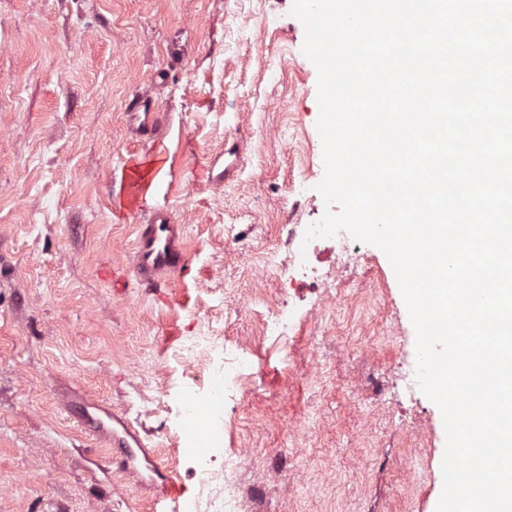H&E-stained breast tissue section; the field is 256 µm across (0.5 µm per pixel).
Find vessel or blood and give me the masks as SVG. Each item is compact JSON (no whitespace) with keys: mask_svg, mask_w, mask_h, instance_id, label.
I'll return each mask as SVG.
<instances>
[{"mask_svg":"<svg viewBox=\"0 0 512 512\" xmlns=\"http://www.w3.org/2000/svg\"><path fill=\"white\" fill-rule=\"evenodd\" d=\"M125 116L128 129L140 138H157L162 130L161 114L150 98H132L126 105ZM186 256V227L177 223L168 209H154L149 220L138 225L132 268L139 284L155 287L168 281L182 270ZM85 422L94 435L116 448L119 468L133 467L137 459L135 450L143 442L132 422L112 412L103 418L86 416Z\"/></svg>","mask_w":512,"mask_h":512,"instance_id":"vessel-or-blood-1","label":"vessel or blood"}]
</instances>
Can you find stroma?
Here are the masks:
<instances>
[{
    "instance_id": "obj_1",
    "label": "stroma",
    "mask_w": 512,
    "mask_h": 512,
    "mask_svg": "<svg viewBox=\"0 0 512 512\" xmlns=\"http://www.w3.org/2000/svg\"><path fill=\"white\" fill-rule=\"evenodd\" d=\"M292 4L0 0V512H187L176 420L194 380L174 352L203 320L254 365L225 434L251 451L242 479L269 474L251 512H432L442 415L397 394L416 339L384 253L367 246L287 345L263 337L280 293L261 259L325 212L318 72ZM139 93L158 139L127 132ZM230 146L240 166L214 184ZM159 207L187 224V261L146 288L131 248ZM82 399L136 420L162 478L109 469Z\"/></svg>"
}]
</instances>
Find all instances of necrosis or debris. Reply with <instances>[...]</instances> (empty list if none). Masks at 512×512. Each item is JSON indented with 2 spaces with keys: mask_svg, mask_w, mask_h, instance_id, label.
Wrapping results in <instances>:
<instances>
[{
  "mask_svg": "<svg viewBox=\"0 0 512 512\" xmlns=\"http://www.w3.org/2000/svg\"><path fill=\"white\" fill-rule=\"evenodd\" d=\"M306 230L303 224L290 225L291 249L286 255L271 256L264 268L277 272L281 294L311 286L321 289L323 298H332L337 286L335 274L360 264L363 255L346 234H339L329 253L331 267L323 269L313 260L314 248L303 245ZM179 353L183 362L191 367L211 354L224 356L220 385L196 390L183 406L182 417L191 428L188 445L197 451L195 470L199 481L189 512H248L249 494L240 480L242 455L224 447L212 426L221 421L229 400L245 394L253 375L252 362L241 344L222 336L185 337Z\"/></svg>",
  "mask_w": 512,
  "mask_h": 512,
  "instance_id": "4bbe7bcc",
  "label": "necrosis or debris"
}]
</instances>
